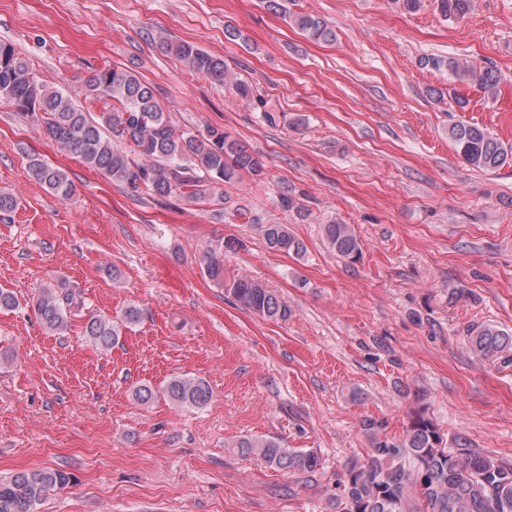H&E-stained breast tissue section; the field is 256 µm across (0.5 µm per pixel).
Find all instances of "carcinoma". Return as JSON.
Wrapping results in <instances>:
<instances>
[{
	"label": "carcinoma",
	"mask_w": 512,
	"mask_h": 512,
	"mask_svg": "<svg viewBox=\"0 0 512 512\" xmlns=\"http://www.w3.org/2000/svg\"><path fill=\"white\" fill-rule=\"evenodd\" d=\"M436 2L447 20L460 21L474 7V0ZM264 3L311 41L327 43L336 37L322 17L291 12L286 0ZM159 45L190 71L228 82L241 99H253L251 86L230 73L224 58L169 37L161 38ZM420 64L448 72L459 85L476 86L492 98L498 95L501 77L491 66L444 56H425ZM82 91L111 100L112 109L92 117L72 95L35 79L30 63L12 43L0 42V102L40 123L46 140L115 182L156 201L179 197L205 202L223 199L224 185L239 181L244 174L257 181L267 175L263 156L248 150L228 131L213 126L200 134L177 130L152 86L130 68L93 69L83 79ZM448 139L473 169L492 172L512 162V144L476 123L452 124ZM28 173L60 199L71 196L73 184L60 168L32 158ZM249 223L256 226L269 248L298 257L304 254V243L288 223L258 215L251 216ZM323 232L337 256L351 263L360 258L361 247L350 225L331 218ZM200 264L204 274L223 285L225 293L242 307L264 319L288 320V306L264 283L246 277L225 278L222 246L205 250ZM31 307L46 330L61 333L68 329L72 316L83 310L84 300L61 281L37 289ZM142 318L135 305L128 306L119 320L89 313L82 336L109 350ZM468 343L476 354L494 357L512 351V334L494 325H481L471 332ZM162 393L176 407L202 408L213 399L209 383L189 375L170 379ZM379 427L372 419L364 423L372 448L366 458L346 465L342 490L331 500L332 512H512L511 463L465 442L447 447L444 434L420 408L411 414L399 443L380 438L375 432ZM235 448L242 457L285 472H313L319 466L315 453L287 448L274 438H243ZM70 481L68 473L52 468L24 470L0 479V512H36L51 492Z\"/></svg>",
	"instance_id": "obj_1"
}]
</instances>
